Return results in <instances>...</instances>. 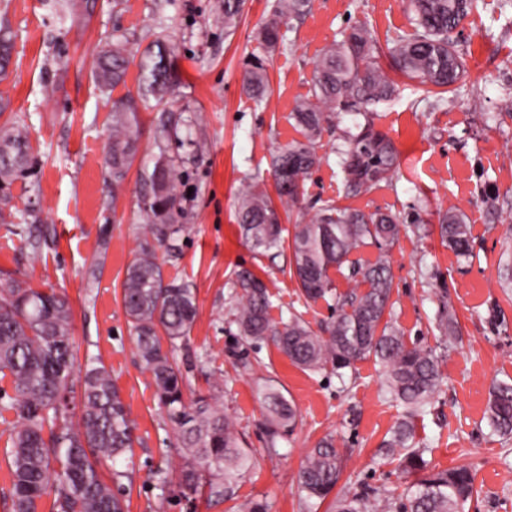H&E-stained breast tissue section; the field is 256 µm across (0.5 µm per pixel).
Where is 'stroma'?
<instances>
[{"label":"stroma","mask_w":512,"mask_h":512,"mask_svg":"<svg viewBox=\"0 0 512 512\" xmlns=\"http://www.w3.org/2000/svg\"><path fill=\"white\" fill-rule=\"evenodd\" d=\"M73 2L66 12L61 0H0V26L13 39L0 73V98L9 102L0 124L20 120L32 146L28 173L12 188L24 232L12 234L0 223V282L23 279L65 296L78 365L97 358L110 369L139 439L133 456L116 463L132 478L127 512L185 508L175 485L158 480L173 476L180 462L176 435L138 360L123 309L126 269L141 242L140 169L157 153L158 111L142 112L139 153L120 198H113L112 103L137 89L133 69L112 94L95 83L97 48L115 33L127 37L134 54L161 33L179 47V79L162 107L201 145L170 146L185 231L176 251L157 252L165 277L189 285L197 297L196 324L176 359L193 390L208 391L210 381L220 380L218 402L254 453L237 500L202 499L196 512H237L236 501L252 499L264 502L267 512H329L324 504L310 509L297 485L308 452L327 435L345 454L336 493L368 484L399 496L412 482L380 449L401 409L387 399L374 358L357 362L342 380L329 368L305 372L273 345L249 347L233 322L238 266L253 268L267 283L273 319L287 317L297 299L290 249L273 259L251 251L236 221L237 196L254 176L273 188L271 156L299 136L290 114L310 97L320 54L358 24L374 34L378 61L398 91L372 112L340 113L325 129L322 162L283 225L311 218L329 200L405 220L407 229L390 251L391 318L408 345L435 349L443 377L428 413L415 421V440L432 468H472L475 493L464 512H512V438L495 432L485 416L492 383H512V288L502 287L500 278L512 265V0H478L462 21L454 39L466 73L458 94H446L436 106L390 67L393 38L411 28L406 0H311L286 31L284 48L266 62L270 95L260 108L242 90L243 62L257 50L254 34L271 0H247L229 36L223 0ZM368 121L393 140L400 166L355 193L335 148L346 131ZM451 207L462 210L470 226V255H456L439 238L438 214ZM415 223L428 225L429 233L414 234ZM445 305L460 330L451 342L437 328ZM265 377L285 389L302 416L275 457L264 452L265 410L256 393Z\"/></svg>","instance_id":"stroma-1"}]
</instances>
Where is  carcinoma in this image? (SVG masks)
I'll return each mask as SVG.
<instances>
[{"mask_svg": "<svg viewBox=\"0 0 512 512\" xmlns=\"http://www.w3.org/2000/svg\"><path fill=\"white\" fill-rule=\"evenodd\" d=\"M412 29L397 35L390 48L392 66L416 81L425 91L441 92L464 76L462 60L452 34L477 7V0H407ZM245 0H224V32H233L243 15ZM309 0H274L256 34L259 46L273 53L283 46L282 28L302 17ZM377 43L371 31L357 25L328 46L318 59L312 98L297 103L291 118L302 138L294 139L272 155L270 167L278 200L258 182H249L238 197L237 220L244 242L260 255L276 258L283 248L281 214L277 204L297 202L301 184L321 162L317 144L324 126L347 110L367 112L389 102L396 93L393 82L376 62ZM137 62L139 86L113 102L109 167L112 200L123 181L143 135L140 112L153 108L178 80L175 45L156 39L140 55L131 57L121 35L97 54L94 78L111 93L125 84L132 62ZM243 89L260 107L267 99L265 61L251 55L244 61ZM158 154L144 179L138 208L144 239L128 265L123 307L131 327L137 355L151 374L158 403L176 432L180 463L176 487L186 510L194 509L198 496L233 500L241 480L252 465V453L243 446L235 422L224 414L215 396H187L188 379L176 364L174 352L193 329L196 295L186 284L165 278L157 249L170 251L184 232L177 192L175 160L156 142ZM29 133L15 122L0 126V219H6L10 187L27 172ZM338 164L354 190L368 189L398 167L393 141L361 127L337 150ZM405 228L391 213L364 212L325 202L311 219L295 225L290 271L305 303L333 295L331 271L360 277L353 291L337 302L336 317L316 333L293 309L278 322L270 316L271 295L266 283L241 265L233 287L240 290L234 313L239 335L250 345L273 343L297 367L318 372L328 366L340 379L345 370L366 357L382 366L387 393L405 409V417L383 441L387 452L399 453L410 472L425 475L415 490L394 498L364 485L339 498L334 512H463L474 493V479L465 466L428 470L422 452L411 447L413 419L431 404L441 381L439 356L432 349L408 346L392 320L393 278L389 252ZM439 236L460 256L470 251V228L464 214L448 209L439 219ZM373 245L375 259H354L359 248ZM455 314L442 308L438 328L455 338ZM72 310L69 301L54 291L9 279L0 286V380L10 379L14 396L0 405L12 410L17 422L6 451L12 482L13 512H41L43 500L53 497L51 512H125V488L130 475L113 471L111 480L102 466L132 452L135 423L111 372L100 360L89 364L81 379L79 422L70 421L67 394L73 391L76 355L71 342ZM257 395L265 408L267 442L264 452L279 454V442L295 429L298 413L276 381L264 378ZM486 415L502 436L512 435V384L492 386ZM343 459L335 439H320L298 473V488L310 499L324 501L336 488Z\"/></svg>", "mask_w": 512, "mask_h": 512, "instance_id": "obj_1", "label": "carcinoma"}]
</instances>
